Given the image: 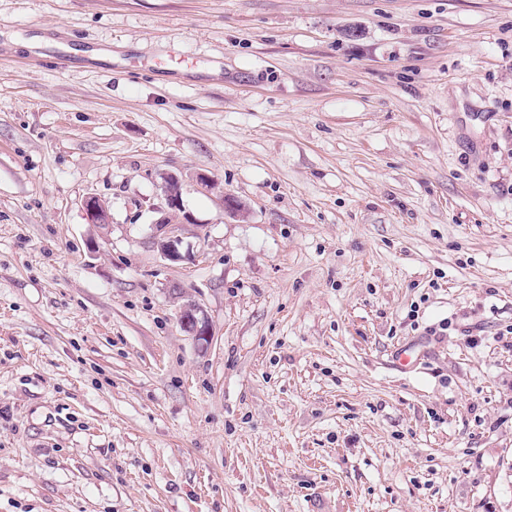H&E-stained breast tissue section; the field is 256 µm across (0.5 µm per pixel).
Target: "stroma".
<instances>
[{
  "label": "stroma",
  "mask_w": 512,
  "mask_h": 512,
  "mask_svg": "<svg viewBox=\"0 0 512 512\" xmlns=\"http://www.w3.org/2000/svg\"><path fill=\"white\" fill-rule=\"evenodd\" d=\"M0 512H512V0H0ZM88 223L108 225L111 223V214L107 203L100 197L91 195L83 203ZM167 226L163 222L156 226L154 244L165 259L171 261L180 260L182 256L177 247L179 240L166 230ZM178 323L182 330L201 345L207 344L211 336V326L203 311L191 300L178 307Z\"/></svg>",
  "instance_id": "35a3bbf8"
}]
</instances>
